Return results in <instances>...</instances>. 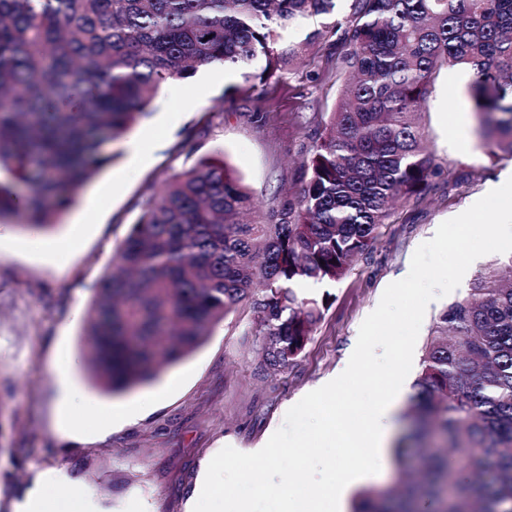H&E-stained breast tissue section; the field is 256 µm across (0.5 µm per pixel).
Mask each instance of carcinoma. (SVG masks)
<instances>
[{
	"label": "carcinoma",
	"mask_w": 512,
	"mask_h": 512,
	"mask_svg": "<svg viewBox=\"0 0 512 512\" xmlns=\"http://www.w3.org/2000/svg\"><path fill=\"white\" fill-rule=\"evenodd\" d=\"M0 0V224L54 228L112 161L157 91L222 64L263 95L329 40L339 99L307 151V176L264 220L217 151L150 186L86 316L87 374L124 392L196 350L250 301L265 371L293 365L335 283L371 253L396 203L441 168L421 110L444 67L468 95L490 160L512 159V0ZM313 18L298 43L282 32ZM211 39H206V36ZM265 66L247 71L258 59ZM410 437L427 480L363 489L355 512H512V257L441 310L414 384Z\"/></svg>",
	"instance_id": "carcinoma-1"
}]
</instances>
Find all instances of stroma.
Wrapping results in <instances>:
<instances>
[{
	"instance_id": "35a3bbf8",
	"label": "stroma",
	"mask_w": 512,
	"mask_h": 512,
	"mask_svg": "<svg viewBox=\"0 0 512 512\" xmlns=\"http://www.w3.org/2000/svg\"><path fill=\"white\" fill-rule=\"evenodd\" d=\"M241 81L240 73L214 71L209 90L192 105L177 85L163 87L150 117L132 129L152 147L147 165L130 168L120 142H113L111 164L78 192L56 228L35 235L14 226L0 242V512H15L47 475L61 478L56 496L79 495L91 512H186L214 449L252 453L263 447L290 407L344 371L361 323L385 288L408 275L417 247L491 186L512 178V160L491 162L480 147L467 75L442 69L423 118L428 149L442 173L420 199L398 204L393 223L384 225L371 253L343 279L313 289L326 304L294 365L261 369L252 336L256 319L244 301L157 381L102 393L86 378L81 316L138 217L136 200L150 183L219 151L254 192L253 219L264 217L303 177L313 133L334 107L336 51L320 45L262 99L236 93ZM210 111L215 118L205 134L202 118ZM161 112L177 114L174 128H154L152 117ZM64 238L75 248L55 254L39 249ZM495 259L491 253L475 260L452 295L428 305L412 373L421 370L439 312L464 296ZM64 361L72 362L71 381L81 394L67 409L83 424L78 432L59 424L65 409L55 367ZM148 393L154 401L135 418H116V408Z\"/></svg>"
}]
</instances>
